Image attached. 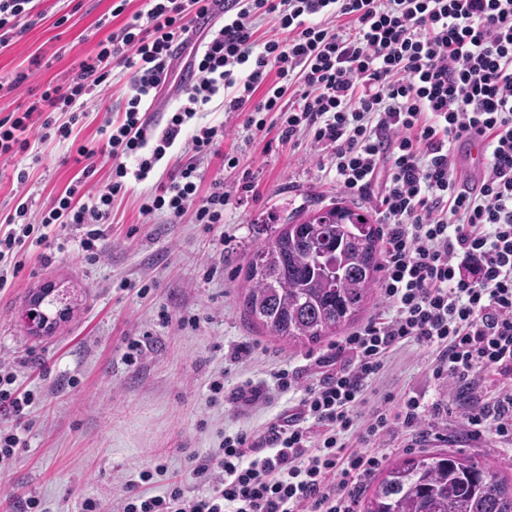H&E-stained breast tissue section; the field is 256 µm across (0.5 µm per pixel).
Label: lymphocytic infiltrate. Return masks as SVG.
Returning <instances> with one entry per match:
<instances>
[{
    "label": "lymphocytic infiltrate",
    "mask_w": 512,
    "mask_h": 512,
    "mask_svg": "<svg viewBox=\"0 0 512 512\" xmlns=\"http://www.w3.org/2000/svg\"><path fill=\"white\" fill-rule=\"evenodd\" d=\"M36 0H0V44L39 17ZM127 0L98 20L107 32L75 77L31 95L24 110L0 118V158L33 141H69L91 95L111 82L112 63L132 72L120 123H105L102 143L78 144L85 165L30 220L17 201L0 231V288L24 266L31 247L48 246L50 226L79 230L97 257L126 177L147 179L187 123L213 96L224 112L244 115L255 134L267 126L285 142L310 137L327 152L336 183L376 196L385 220L378 282L392 315L378 317L321 358L325 372L292 413L261 436L225 437L193 456L188 480L171 479L161 495L123 488L117 512H355L362 478L380 459L346 448L354 409L371 378L401 342L441 349L435 378L470 380L512 374V0H145L143 20L111 28ZM223 14L201 47L196 19ZM279 21L283 38L256 46L253 23ZM188 51L196 82L158 138L141 107L167 84L177 51ZM296 101H288L287 93ZM68 113L58 122L57 113ZM475 133L487 149L476 179L462 177L455 149ZM115 159L104 189L87 193L95 159ZM200 173L185 163L144 197L143 213L220 224L228 195L214 181L197 199ZM39 394L0 365V464L24 445L22 424ZM472 437L512 441V391L463 415ZM196 492H189L187 482Z\"/></svg>",
    "instance_id": "1"
}]
</instances>
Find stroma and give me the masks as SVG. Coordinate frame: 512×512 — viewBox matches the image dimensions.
I'll return each mask as SVG.
<instances>
[{"mask_svg": "<svg viewBox=\"0 0 512 512\" xmlns=\"http://www.w3.org/2000/svg\"><path fill=\"white\" fill-rule=\"evenodd\" d=\"M112 0H40L41 20L0 49V80L27 73L25 88L0 93V113L16 111L28 92H40L75 73L80 59L95 54L101 38L95 24ZM64 25H57L58 17ZM130 70L117 66L111 85L85 109L73 134L78 142H98L106 121L120 119ZM228 123L216 155L201 159L199 196L223 180L229 193L223 223L205 226L192 215L174 221L163 212L143 215L140 200L154 191L188 148L176 142L148 179L129 181L112 206L104 252L89 260L74 230L58 232L50 248L33 250L14 284L0 290V362L17 365L23 385L40 391L25 420V444L0 473V512L14 501L40 499L47 512H83L85 499L118 494L141 470L163 458L166 475L147 484L163 493L170 475L188 476L190 458L219 447L225 435L259 433L297 407L320 376L318 356L330 343L308 349L270 336L253 324L239 302L252 249L289 219L339 204L383 222L378 202L346 193L336 185L329 162L320 161L303 140L288 144L276 131L252 134L241 121H226L223 96H215L193 125ZM39 161L0 159V221L18 197L40 210L78 173L69 144H39ZM236 160L235 167L224 163ZM29 177L18 184V168ZM52 284L70 307L54 323L36 331L25 312L30 291ZM144 339L136 363L126 360L130 339ZM435 354L414 342L389 356L372 380L361 416L395 409L404 396L429 407L425 426L438 439L416 442L398 428L366 440L351 436L349 446L391 459L410 453L448 451L473 457L512 475V443L484 435L469 438L461 416L470 393L494 399L512 388V375H489L466 387L432 375ZM288 370L298 382L275 385L274 372ZM223 379L224 392L210 384ZM264 387L266 399L233 400L237 387Z\"/></svg>", "mask_w": 512, "mask_h": 512, "instance_id": "1", "label": "stroma"}]
</instances>
